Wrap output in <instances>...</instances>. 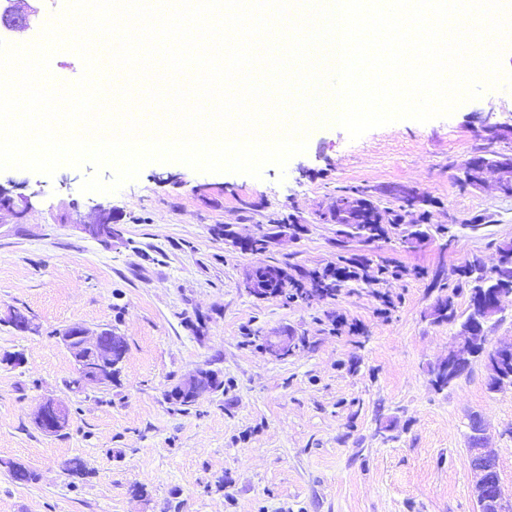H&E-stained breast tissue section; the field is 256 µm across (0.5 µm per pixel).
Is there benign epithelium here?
Listing matches in <instances>:
<instances>
[{
  "label": "benign epithelium",
  "instance_id": "benign-epithelium-1",
  "mask_svg": "<svg viewBox=\"0 0 512 512\" xmlns=\"http://www.w3.org/2000/svg\"><path fill=\"white\" fill-rule=\"evenodd\" d=\"M34 0H3L0 4V29L19 32L31 27L38 16ZM463 183L478 185L486 176H497L499 191L512 195V158L496 155L475 156L466 160L461 167ZM16 185L0 184V211L20 214L31 206V197L14 194ZM90 236L110 240L114 236L112 210L97 206L94 220L82 225ZM508 263L503 254H498L496 263L487 268L488 274L483 288L476 292V302L472 306L473 318L460 327L456 336L458 347L448 351V358L440 361L434 372V383L452 382L460 377L470 365V358L481 353L490 374L497 383L494 388L512 385V372L505 363L512 358V344L485 348L484 326L502 311L501 301L512 295V278L508 275ZM284 272L279 266L266 265L254 270L245 281V290L254 296L272 298L274 285H284ZM64 345L75 357L80 386H101L112 380L119 372V365L125 357L121 347L123 337L112 334V329L102 328L89 336L81 329L67 328L60 334ZM268 350L281 357L292 349L287 336H271L266 341ZM70 422L68 408L60 402H43L35 415L34 423L39 431L48 436H56L65 431ZM486 437L480 415L470 419L468 436L467 465L473 477V495L477 512H512V504L504 501L500 490L497 472V459L484 452Z\"/></svg>",
  "mask_w": 512,
  "mask_h": 512
}]
</instances>
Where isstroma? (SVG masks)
<instances>
[{
  "label": "stroma",
  "instance_id": "1",
  "mask_svg": "<svg viewBox=\"0 0 512 512\" xmlns=\"http://www.w3.org/2000/svg\"><path fill=\"white\" fill-rule=\"evenodd\" d=\"M512 124V88L485 90L447 117L402 120L350 139L315 127L304 153L261 178L147 164L114 193L80 190L91 166L53 175L0 172L32 206L0 211V316L35 321L20 332L0 319V512H476L466 463L480 414L500 485L512 500V387H488L482 358L447 388L432 369L458 323L433 321L443 290L466 315V262L492 264L512 241V195L494 178L463 186L460 167L479 149L512 155V139L487 142L484 125ZM350 187L399 216V227L340 243L331 220ZM425 199L400 207L397 191ZM117 216L112 240L81 231L95 206ZM290 221L287 237L272 225ZM429 227L413 248L399 228ZM267 236L264 249L234 248ZM357 258L360 277L335 297L286 303L243 284L260 266L309 272ZM112 328L126 355L112 385L78 389L59 331ZM270 336H292L284 358ZM207 368L224 385L197 404L169 391ZM67 405L68 428L43 435L33 417L46 399ZM82 459L81 481L63 466ZM20 463L37 478L22 482Z\"/></svg>",
  "mask_w": 512,
  "mask_h": 512
}]
</instances>
